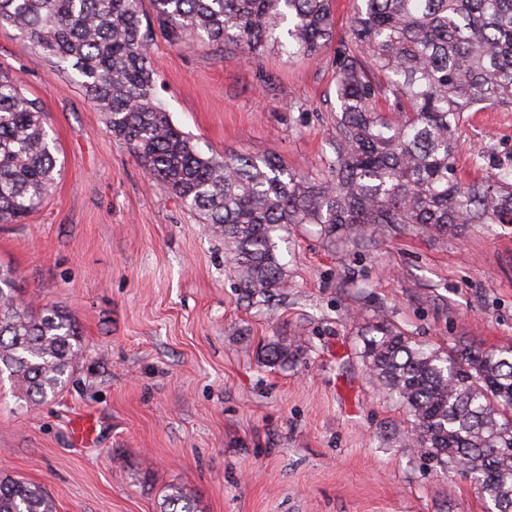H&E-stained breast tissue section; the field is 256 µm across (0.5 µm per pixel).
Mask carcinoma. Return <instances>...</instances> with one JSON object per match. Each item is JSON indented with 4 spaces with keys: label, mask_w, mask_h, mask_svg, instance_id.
I'll return each instance as SVG.
<instances>
[{
    "label": "carcinoma",
    "mask_w": 512,
    "mask_h": 512,
    "mask_svg": "<svg viewBox=\"0 0 512 512\" xmlns=\"http://www.w3.org/2000/svg\"><path fill=\"white\" fill-rule=\"evenodd\" d=\"M171 43L199 38L248 59L271 50L310 59L336 43L333 152L315 183L275 156L206 154L157 102L158 77L142 0H0V23L31 40L61 71H73L152 179L224 237L251 296L288 287L278 254L289 224H512V159L479 181L458 173L464 113L512 109V0H353L349 32L336 38L333 0H152ZM61 172L37 103L0 73V224L33 212ZM364 358L371 379L412 420L408 446L471 477L494 512H512V346L429 349L380 320ZM293 343L269 344L284 365ZM79 353L71 316L54 305L23 308L13 272L0 267V375L34 402L55 396ZM0 512H55L41 486L0 477ZM161 512H196L179 487Z\"/></svg>",
    "instance_id": "carcinoma-1"
}]
</instances>
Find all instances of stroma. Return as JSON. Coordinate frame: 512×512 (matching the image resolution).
<instances>
[{"instance_id":"1","label":"stroma","mask_w":512,"mask_h":512,"mask_svg":"<svg viewBox=\"0 0 512 512\" xmlns=\"http://www.w3.org/2000/svg\"><path fill=\"white\" fill-rule=\"evenodd\" d=\"M157 98L204 152L273 155L323 180L333 156V49L300 62L154 32ZM0 70L35 100L64 167L21 224H0V266L32 306L81 334L69 385L33 404L0 379V475L44 486L56 512H159L169 486L198 512H487L463 475L408 445L405 410L367 374L364 335L385 319L437 347L512 345V224L436 234L410 224H292L288 286L246 297L223 238L150 179L73 73L10 24ZM512 156V110L464 115L457 164ZM299 344L270 364L273 341ZM93 415L91 445L76 417Z\"/></svg>"}]
</instances>
